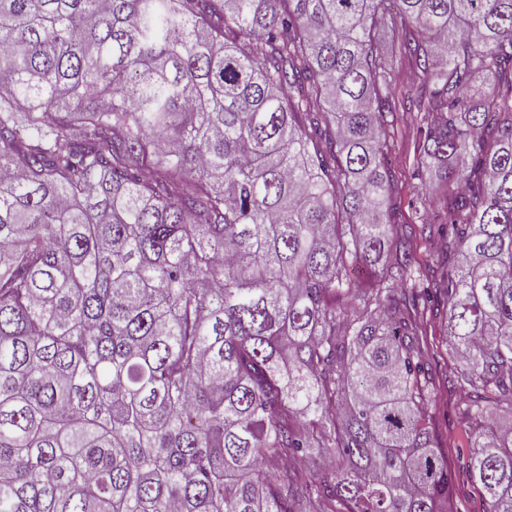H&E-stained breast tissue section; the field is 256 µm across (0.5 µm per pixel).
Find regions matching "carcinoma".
I'll return each instance as SVG.
<instances>
[{"instance_id": "obj_1", "label": "carcinoma", "mask_w": 512, "mask_h": 512, "mask_svg": "<svg viewBox=\"0 0 512 512\" xmlns=\"http://www.w3.org/2000/svg\"><path fill=\"white\" fill-rule=\"evenodd\" d=\"M395 4L432 283L389 205ZM439 304L512 512V0H0V512H440Z\"/></svg>"}]
</instances>
